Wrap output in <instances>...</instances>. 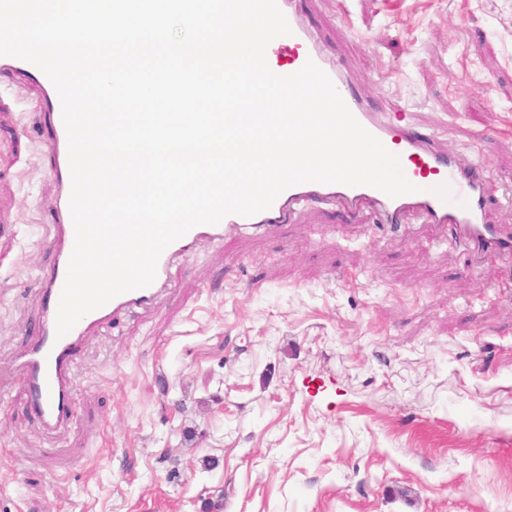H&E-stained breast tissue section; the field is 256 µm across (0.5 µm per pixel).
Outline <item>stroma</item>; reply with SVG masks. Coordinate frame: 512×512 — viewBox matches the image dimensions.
Masks as SVG:
<instances>
[{
  "label": "stroma",
  "mask_w": 512,
  "mask_h": 512,
  "mask_svg": "<svg viewBox=\"0 0 512 512\" xmlns=\"http://www.w3.org/2000/svg\"><path fill=\"white\" fill-rule=\"evenodd\" d=\"M369 109L474 149L512 224V0H296ZM0 72V512H512V256L306 204L95 331L77 415L23 407L52 263L50 106Z\"/></svg>",
  "instance_id": "1"
}]
</instances>
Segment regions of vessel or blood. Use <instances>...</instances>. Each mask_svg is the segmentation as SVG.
Returning <instances> with one entry per match:
<instances>
[{
	"label": "vessel or blood",
	"instance_id": "obj_1",
	"mask_svg": "<svg viewBox=\"0 0 512 512\" xmlns=\"http://www.w3.org/2000/svg\"><path fill=\"white\" fill-rule=\"evenodd\" d=\"M292 29L288 49L292 71L314 61L331 79L357 121L399 158L402 171L417 190L399 197L366 185L303 183L283 191L272 206L245 217L231 214L218 224L198 225L171 243L159 257L156 277L147 287L122 293L104 306L83 316L64 337L56 335V316L74 246V226L69 199L71 174L68 139L58 93L46 74H39L42 96L57 114L49 150L54 158V179L58 192L53 199L56 222L42 237V246L54 255V263L41 277L44 298L36 328L15 358L26 391V405L39 429L48 436L66 429L74 415L75 362L79 349L95 329L107 325L120 313H134L152 306L170 287L174 267L201 249L223 242L225 235L274 232L287 222L289 213L307 202L334 204L346 209L371 206L379 221L398 225L405 219L444 225L456 242L478 251L495 250L512 254V226L489 224L484 219V203L490 181L473 160L443 153L436 135L420 136L411 129L365 107L350 91L344 71L332 52L301 26L294 15L292 0H277ZM449 185L451 200L441 199L436 187Z\"/></svg>",
	"mask_w": 512,
	"mask_h": 512
}]
</instances>
